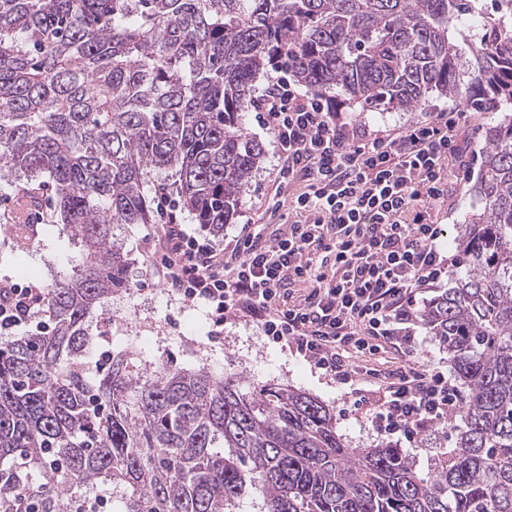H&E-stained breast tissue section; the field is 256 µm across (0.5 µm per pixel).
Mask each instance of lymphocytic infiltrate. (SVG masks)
<instances>
[{"label":"lymphocytic infiltrate","mask_w":512,"mask_h":512,"mask_svg":"<svg viewBox=\"0 0 512 512\" xmlns=\"http://www.w3.org/2000/svg\"><path fill=\"white\" fill-rule=\"evenodd\" d=\"M255 107L283 157L276 192L288 194L294 221L270 239L243 224L232 248H223L188 234L170 196L160 194L155 276L185 301L203 302L214 327L251 319L269 342L342 384L353 380L351 356L394 350L401 363L372 412L378 434L412 441L447 425L462 400L423 360L415 304L456 264L442 251L446 225L428 212L448 195L464 113L430 112L381 136L299 94L284 76ZM295 283L308 293L290 304ZM43 299L42 289L1 285L0 335L45 330L35 318Z\"/></svg>","instance_id":"lymphocytic-infiltrate-1"}]
</instances>
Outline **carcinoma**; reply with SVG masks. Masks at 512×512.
I'll use <instances>...</instances> for the list:
<instances>
[{
	"mask_svg": "<svg viewBox=\"0 0 512 512\" xmlns=\"http://www.w3.org/2000/svg\"><path fill=\"white\" fill-rule=\"evenodd\" d=\"M475 0H0V181L47 179L82 247L47 288L52 327L0 338V461L58 510L105 481L123 512H512V38ZM274 59L328 97L408 110L433 90L503 119L483 146V210L458 238L462 277L422 311L469 389L455 447L427 477L391 445L349 448L330 409L284 385L208 369L143 372L126 349L90 377L99 300L128 286L116 224H150L168 172L213 233L263 157L242 122ZM64 464L55 467V461Z\"/></svg>",
	"mask_w": 512,
	"mask_h": 512,
	"instance_id": "1",
	"label": "carcinoma"
}]
</instances>
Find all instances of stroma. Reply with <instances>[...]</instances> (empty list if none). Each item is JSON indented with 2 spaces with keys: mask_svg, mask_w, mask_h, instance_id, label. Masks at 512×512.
Listing matches in <instances>:
<instances>
[{
  "mask_svg": "<svg viewBox=\"0 0 512 512\" xmlns=\"http://www.w3.org/2000/svg\"><path fill=\"white\" fill-rule=\"evenodd\" d=\"M455 105L454 99L438 92L429 93L408 111H367L341 95L333 103L335 111L352 123L387 132L424 118L426 113ZM465 112L469 147L465 164L450 167L448 197L432 211L433 221L448 227L447 248L452 256L458 252L461 224L482 207L476 189L482 169L478 146L484 141L486 129L499 119L498 113L470 105ZM243 123L250 135L261 142L264 153L258 169L243 188L236 214L219 236L226 243L247 221H254L267 237L272 236L278 225L267 213L279 165L273 137L253 107H246ZM37 195L38 205H30L25 183L0 182V280L47 287L70 275L82 262L81 247L75 244L70 229L55 211L51 187H42ZM18 217L29 224L32 237L31 244L23 250L17 248L10 230ZM158 232L154 223L123 224L115 230L131 259L129 286L102 298L94 310L90 349L81 358L89 372L101 367L105 353L121 347L132 351L138 363L149 369L160 364L184 371L205 366L214 375L234 377L246 385L284 384L324 401L336 419L337 434L347 446L367 448L380 443L369 413L357 407L348 386L336 383L303 357L268 343L255 323L228 321L221 338L211 340L212 322L207 306L183 302L153 273L151 255ZM389 443L403 450L413 461L417 474L424 476L454 447L455 434L451 429L441 428L420 435L413 442L397 435Z\"/></svg>",
  "mask_w": 512,
  "mask_h": 512,
  "instance_id": "stroma-1",
  "label": "stroma"
}]
</instances>
